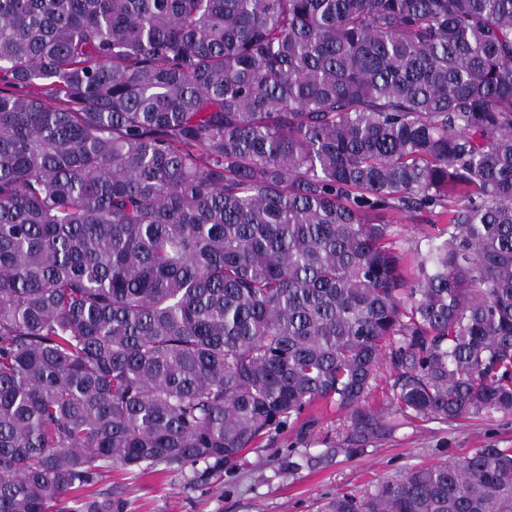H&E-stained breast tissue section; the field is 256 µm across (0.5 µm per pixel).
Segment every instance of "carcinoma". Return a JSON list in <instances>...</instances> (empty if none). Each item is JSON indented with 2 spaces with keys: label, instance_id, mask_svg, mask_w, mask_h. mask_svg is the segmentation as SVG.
Instances as JSON below:
<instances>
[{
  "label": "carcinoma",
  "instance_id": "obj_1",
  "mask_svg": "<svg viewBox=\"0 0 512 512\" xmlns=\"http://www.w3.org/2000/svg\"><path fill=\"white\" fill-rule=\"evenodd\" d=\"M0 512H127L325 401L512 414V0H0ZM448 217L398 247L391 212ZM327 512H512V448Z\"/></svg>",
  "mask_w": 512,
  "mask_h": 512
}]
</instances>
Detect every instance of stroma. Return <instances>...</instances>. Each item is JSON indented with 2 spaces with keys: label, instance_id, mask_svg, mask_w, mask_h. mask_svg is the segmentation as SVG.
I'll return each instance as SVG.
<instances>
[{
  "label": "stroma",
  "instance_id": "35a3bbf8",
  "mask_svg": "<svg viewBox=\"0 0 512 512\" xmlns=\"http://www.w3.org/2000/svg\"><path fill=\"white\" fill-rule=\"evenodd\" d=\"M347 425L335 409H324L309 447L313 460L294 472L288 463L299 461L300 451L293 446L294 433L288 432L208 482L191 486L178 472L135 475L117 465L106 479L123 488L128 512H322L336 494L365 491L396 471L459 461L479 448L512 447V415L398 425L353 456L327 446Z\"/></svg>",
  "mask_w": 512,
  "mask_h": 512
}]
</instances>
